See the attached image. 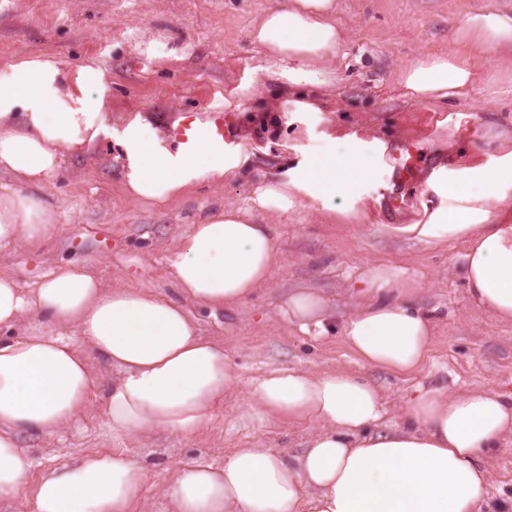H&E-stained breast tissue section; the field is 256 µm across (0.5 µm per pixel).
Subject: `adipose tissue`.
<instances>
[{
    "label": "adipose tissue",
    "mask_w": 512,
    "mask_h": 512,
    "mask_svg": "<svg viewBox=\"0 0 512 512\" xmlns=\"http://www.w3.org/2000/svg\"><path fill=\"white\" fill-rule=\"evenodd\" d=\"M334 0H290L255 26L253 40L275 59L289 85L320 84L343 35ZM454 39L512 49V16L471 14ZM473 72L456 55L409 66L413 97L442 100L469 87ZM102 70L70 68L41 54L10 62L0 74V174L17 187L0 191V246L42 249L59 207L46 191L65 160L115 144L125 192L147 206L222 183L249 161L243 149L200 139L194 149L167 140L142 115L122 129L111 122ZM374 165L349 136H335L290 177L258 185L251 211L213 210L193 225L168 259L180 296L145 287H109L88 266L65 264L23 290L0 274V502L20 498L32 462L24 433L51 438L77 422L91 394L106 388V424L115 435L155 430L190 436L210 427L226 389L240 381L222 345L203 337L188 311L221 312L267 284L277 260L273 228L256 214L287 219L296 195L332 217H354ZM512 186V161L440 173L436 206L390 233L439 245L464 241L468 293L503 321L512 320V224L491 221L489 203ZM363 301L331 321L323 296L294 291L282 308L302 331H337L370 367L413 373L433 340L434 320L411 298L418 282L390 264L360 276ZM112 368L102 386L88 354ZM251 396L274 419L311 424L304 450L239 448L217 465L179 466L162 495L170 512H488L491 475L485 460L512 446V394L415 388L401 424L383 426L385 399L370 380L346 369L310 373L279 369L256 380ZM152 472L127 451L74 455L35 487L29 512H132Z\"/></svg>",
    "instance_id": "adipose-tissue-1"
}]
</instances>
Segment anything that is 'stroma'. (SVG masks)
Here are the masks:
<instances>
[{"label": "stroma", "mask_w": 512, "mask_h": 512, "mask_svg": "<svg viewBox=\"0 0 512 512\" xmlns=\"http://www.w3.org/2000/svg\"><path fill=\"white\" fill-rule=\"evenodd\" d=\"M290 0H0V71L16 58L50 55L68 66L92 61L112 95V125L139 114L166 131L178 113L205 105L231 111L239 145L249 153L246 174L202 184L181 200L147 208L121 186L120 162L105 148L67 160L48 191L61 217L37 253L0 247V273L31 285L50 270L87 263L112 286H143L165 297L176 289L167 259L191 225L213 209H248L255 186L325 149L329 137L362 141L376 168L358 207L364 219L340 224L320 204L301 200L288 222L275 225L278 252L271 281L235 309L214 315L190 306L203 336L222 342L236 365L239 386L226 391L210 430L190 437L165 432L115 436L105 426L102 393H94L81 422L60 440L21 439L36 483L76 452L124 448L151 468L136 512H167L160 489L181 464L203 457L223 463L238 448L261 444L299 453L312 432L266 416L248 395L251 383L278 368L320 372L344 367L383 392L387 423L399 420L402 398L416 386L448 393L490 390L512 394V323L475 305L462 276L463 242L441 246L389 234L386 223L413 224L437 202L429 186L434 168L499 165L512 154V53L454 40L478 11L512 14V0H335L333 18L344 38L332 62V83L316 91L317 124L278 106L296 91L268 70L251 30L269 10ZM470 64L474 78L459 97H411L405 69L448 54ZM401 141L420 145L429 162L420 183L406 186L403 204L385 218L380 208L392 187L384 153ZM372 263H390L421 281L413 303L434 312V340L426 360L402 377L359 363L339 336L316 339L283 316L288 291L322 295L337 314L358 302L359 277ZM493 512H512V449L489 462Z\"/></svg>", "instance_id": "obj_1"}]
</instances>
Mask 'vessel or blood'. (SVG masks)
I'll return each instance as SVG.
<instances>
[{"mask_svg":"<svg viewBox=\"0 0 512 512\" xmlns=\"http://www.w3.org/2000/svg\"><path fill=\"white\" fill-rule=\"evenodd\" d=\"M168 136L186 147H194L200 137L206 136L231 149L237 145V133L231 113L221 109L205 108L180 113L169 124ZM393 169L395 181L418 178L423 163L422 150L413 142H401L391 148L384 157Z\"/></svg>","mask_w":512,"mask_h":512,"instance_id":"vessel-or-blood-1","label":"vessel or blood"}]
</instances>
